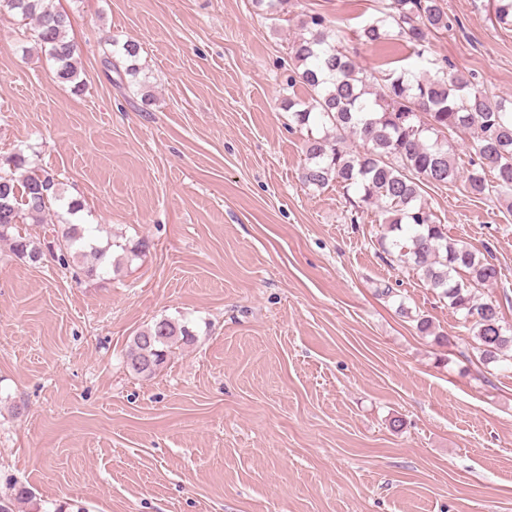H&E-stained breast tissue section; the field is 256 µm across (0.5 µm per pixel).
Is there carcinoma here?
Wrapping results in <instances>:
<instances>
[{"label": "carcinoma", "instance_id": "carcinoma-1", "mask_svg": "<svg viewBox=\"0 0 512 512\" xmlns=\"http://www.w3.org/2000/svg\"><path fill=\"white\" fill-rule=\"evenodd\" d=\"M43 2L8 0V8L34 20L30 36L54 62L57 80L78 90L81 50L67 36L68 17ZM254 3L276 20L289 0ZM328 27L323 15L307 14L300 21L302 33L289 44L295 67L288 86L302 87L307 100L298 104L288 99V110L298 125L323 130L306 140L303 186L319 190L334 182L363 191L360 201L376 205L384 215L386 234L380 246L386 259L409 267L462 315L480 364H512V325L504 321L499 304L476 295L501 276L491 249L480 252L449 241L422 201L424 185L455 178L448 135L472 130L477 133L478 161L465 179L468 192L476 198L512 197V105L491 99L468 76L448 71L446 63L435 79H421L405 69L369 76L339 41L328 40ZM441 29H448L441 0H389L385 17L364 25L360 40L372 47L402 41L420 56L432 33ZM341 131L360 140L363 148L345 150ZM26 165L20 154L0 165V240L10 241L14 255L37 263L43 259L41 247L12 230L28 221L42 223L51 201L62 200V193L54 175ZM111 247L93 243L79 224H64L56 259L67 267L80 263L81 273L93 277L112 264ZM191 336L186 325L160 319L132 337L126 367L150 378L168 361L173 347ZM19 504L40 512L25 487L13 498L0 499V512H14Z\"/></svg>", "mask_w": 512, "mask_h": 512}]
</instances>
